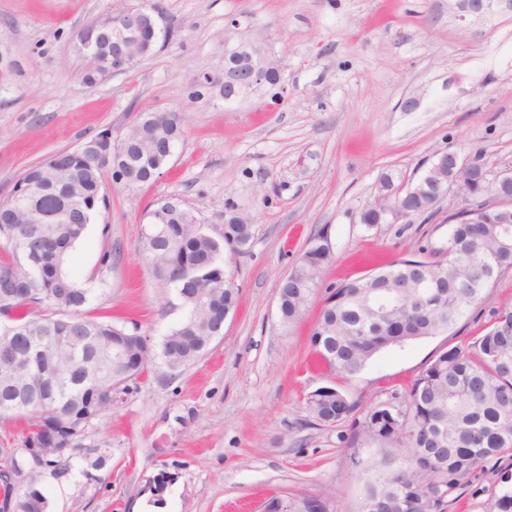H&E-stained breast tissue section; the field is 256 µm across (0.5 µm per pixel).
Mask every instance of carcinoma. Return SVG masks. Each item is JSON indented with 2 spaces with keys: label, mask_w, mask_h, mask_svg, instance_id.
Instances as JSON below:
<instances>
[{
  "label": "carcinoma",
  "mask_w": 512,
  "mask_h": 512,
  "mask_svg": "<svg viewBox=\"0 0 512 512\" xmlns=\"http://www.w3.org/2000/svg\"><path fill=\"white\" fill-rule=\"evenodd\" d=\"M184 135L177 112H145L125 132L128 154L107 168H92L75 152L60 171L49 157L28 168L18 183L28 217L0 206V318L12 329L0 334V351L19 357L0 365V419H23L20 448H0V458L26 464L23 449L50 445L73 448L90 466L105 460L98 448L83 445L88 430L112 408L114 391L140 378L154 359L172 371L191 365L224 331V315L234 312L238 290L224 271V249L242 251L253 226L224 210V236L201 229L187 207L162 224H149L143 240L154 277L190 306L182 320L149 350L110 319L87 315L91 289L80 287L69 266L87 225L72 224L60 211L54 224H38L44 204L70 196L78 186L80 207L91 216L105 200V174L112 185L136 188L160 175L157 163L174 153ZM436 200L403 195V213H422ZM59 246L56 262L25 264L18 253L36 238ZM332 260L327 234H316L296 267L279 283V317L291 327ZM512 271V224H448V251L438 248L419 259H401L340 283L326 297L310 336L317 359L330 371L353 378L377 352L407 340L448 331L485 300L489 288ZM423 278L432 287L414 283ZM309 413L323 424L354 418L357 437L385 449L373 465L361 512H446L448 496L492 465L495 481L487 512H512V309L497 312L471 346L440 352L414 380L404 399L363 409L334 387L307 397ZM0 499L15 512H48L43 496L34 504L18 485L0 480ZM328 512L319 497L268 499L264 512Z\"/></svg>",
  "instance_id": "cac0c4a2"
}]
</instances>
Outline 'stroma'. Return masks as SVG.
I'll use <instances>...</instances> for the list:
<instances>
[{
    "instance_id": "35a3bbf8",
    "label": "stroma",
    "mask_w": 512,
    "mask_h": 512,
    "mask_svg": "<svg viewBox=\"0 0 512 512\" xmlns=\"http://www.w3.org/2000/svg\"><path fill=\"white\" fill-rule=\"evenodd\" d=\"M163 33L135 67L82 82L77 34L113 0H0V199L23 172L103 129L126 132L142 112L182 114L185 136L147 188L107 190L74 248L71 273L92 313L138 324L151 347L182 318L175 292L142 250L148 212L182 199L212 237L224 209L250 219L232 254L238 307L210 351L183 371L154 362L116 394L86 446L107 453L65 475L42 471L50 512H131L140 495L169 512H261L275 493L316 495L329 512H359L377 446L351 422L327 425L305 405L331 386L368 406L404 396L441 351L471 345L512 308V272L447 332L376 354L354 378L315 367L309 335L326 291L384 260L448 241V203L429 219L362 224L381 179H415L439 150L491 151L512 162V7L483 14L465 0H157ZM261 46L287 94L228 104L224 56ZM332 260L301 321L282 327L278 285L309 240Z\"/></svg>"
}]
</instances>
